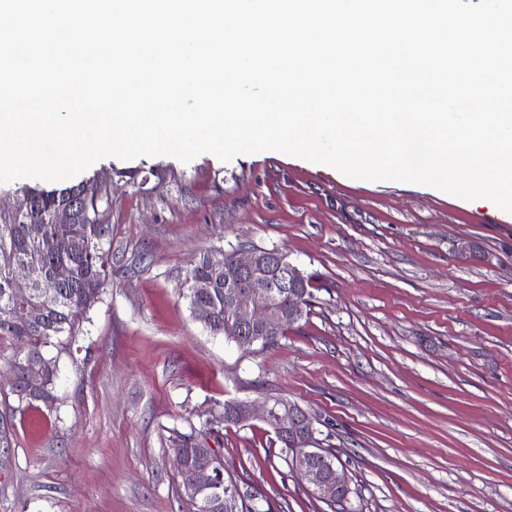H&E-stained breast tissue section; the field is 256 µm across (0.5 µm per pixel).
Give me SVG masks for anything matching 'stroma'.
Segmentation results:
<instances>
[{
  "mask_svg": "<svg viewBox=\"0 0 512 512\" xmlns=\"http://www.w3.org/2000/svg\"><path fill=\"white\" fill-rule=\"evenodd\" d=\"M112 278L63 403L0 417V512H188L171 429L283 395L319 417L357 512H512V213L414 183L355 180L271 151L106 157ZM277 248L316 276L308 319L247 352L181 298L206 251ZM273 512H331L268 427L206 436Z\"/></svg>",
  "mask_w": 512,
  "mask_h": 512,
  "instance_id": "obj_1",
  "label": "stroma"
}]
</instances>
